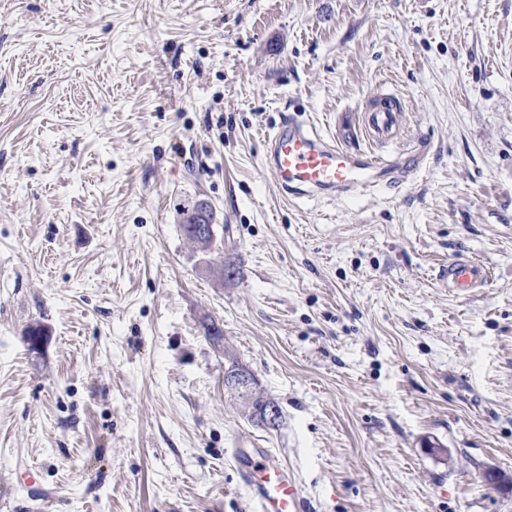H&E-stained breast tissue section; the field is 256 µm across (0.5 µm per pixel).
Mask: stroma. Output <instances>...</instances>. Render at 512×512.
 <instances>
[{
  "label": "stroma",
  "instance_id": "stroma-1",
  "mask_svg": "<svg viewBox=\"0 0 512 512\" xmlns=\"http://www.w3.org/2000/svg\"><path fill=\"white\" fill-rule=\"evenodd\" d=\"M381 93L420 168L280 188L285 116L337 136ZM257 448L309 512H512V0H0V512H251ZM198 203L199 206L197 207V210L195 212H191L192 214L189 215L183 224H180V227L182 233L188 240L196 244L202 251H207L208 248L200 246L199 241L196 239H199L206 244H211L212 246L216 237L215 224H213V221L208 220L207 216L204 215V212H207L210 209L208 202L199 200ZM185 224H192L187 225V228L189 229L190 234L194 235L196 239L186 234L187 228L185 227ZM490 281L488 266L471 256H457L448 262V290L467 296L475 288H484ZM230 367L245 370L242 366H239V364H236L235 362H231V365L227 368ZM250 374L241 372H229L228 369L224 370L225 387L236 392L245 403L253 402L255 392V378H253L254 376L251 374L253 376L252 377ZM255 421L264 429H277L281 421V410L277 403L271 399H265L253 409Z\"/></svg>",
  "mask_w": 512,
  "mask_h": 512
}]
</instances>
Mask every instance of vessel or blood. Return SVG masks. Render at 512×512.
Returning a JSON list of instances; mask_svg holds the SVG:
<instances>
[{"instance_id":"obj_1","label":"vessel or blood","mask_w":512,"mask_h":512,"mask_svg":"<svg viewBox=\"0 0 512 512\" xmlns=\"http://www.w3.org/2000/svg\"><path fill=\"white\" fill-rule=\"evenodd\" d=\"M399 121L397 105L383 106L364 117L360 133L370 141L382 142L393 137ZM268 145L269 169L291 194L379 185L391 171L388 163L373 154L339 146L293 118L283 119ZM489 281V269L478 259L461 255L448 262V290L455 295H469ZM238 476L256 512H305L298 485L274 457L259 454L243 464Z\"/></svg>"}]
</instances>
